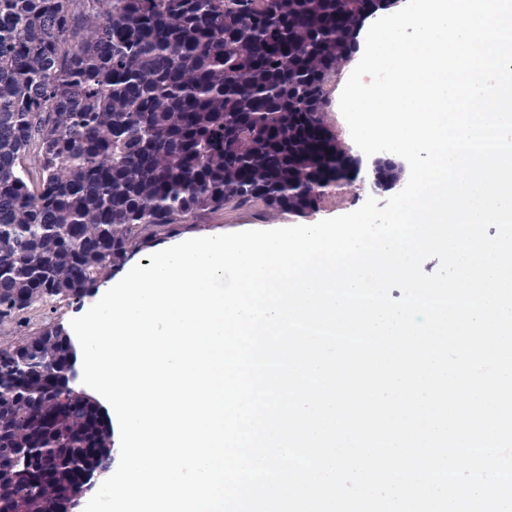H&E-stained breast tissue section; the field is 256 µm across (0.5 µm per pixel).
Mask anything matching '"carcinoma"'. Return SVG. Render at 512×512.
<instances>
[{
    "label": "carcinoma",
    "instance_id": "cac0c4a2",
    "mask_svg": "<svg viewBox=\"0 0 512 512\" xmlns=\"http://www.w3.org/2000/svg\"><path fill=\"white\" fill-rule=\"evenodd\" d=\"M374 0H0V325L204 211L304 214L359 168L328 87ZM38 178H32L29 162ZM404 169L381 164L372 185ZM65 328L0 348V512H60L112 428ZM335 94H336V86H335V89H334V91L332 93L331 105H330L328 110L326 108V110H327V112H326L327 113V118H328L329 124L331 126V129L337 135V138H338L339 142L342 144V146L344 148L349 147L351 149V151H350L351 154H353L355 157H357V156L361 157L364 164L365 163H369L370 164L373 161V159L377 158L378 156H380V155H382L384 153H378V154L373 155L371 157H367L364 154H360V153L354 152L352 150L351 145L349 143V136L345 132V129H346V131L349 132L347 123L344 120V127H345V129H344V127L342 125V122H341V119H340L339 115L337 114L338 112H336L334 110ZM378 160H379V158H377L374 161L373 170L376 167Z\"/></svg>",
    "mask_w": 512,
    "mask_h": 512
}]
</instances>
